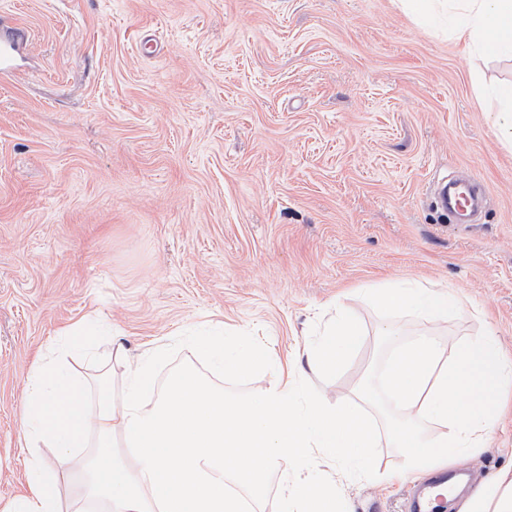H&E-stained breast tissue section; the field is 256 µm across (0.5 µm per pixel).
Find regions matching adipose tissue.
Here are the masks:
<instances>
[{
  "label": "adipose tissue",
  "mask_w": 512,
  "mask_h": 512,
  "mask_svg": "<svg viewBox=\"0 0 512 512\" xmlns=\"http://www.w3.org/2000/svg\"><path fill=\"white\" fill-rule=\"evenodd\" d=\"M464 18L454 34L457 39L496 54L512 53V0H464ZM371 298L388 312L409 310L425 316H444L454 303L447 294L423 288L394 286L374 291ZM362 330L345 312H337L307 357L310 371L336 373L344 359L358 349ZM455 512H512V467L492 475L461 498Z\"/></svg>",
  "instance_id": "adipose-tissue-1"
}]
</instances>
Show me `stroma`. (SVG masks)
I'll return each mask as SVG.
<instances>
[{
    "instance_id": "35a3bbf8",
    "label": "stroma",
    "mask_w": 512,
    "mask_h": 512,
    "mask_svg": "<svg viewBox=\"0 0 512 512\" xmlns=\"http://www.w3.org/2000/svg\"><path fill=\"white\" fill-rule=\"evenodd\" d=\"M27 29L0 79V512L26 488L32 366L83 316L120 387L126 359L183 332L250 331L328 398L359 402L379 336L493 331L512 359V148L493 125L512 58L401 0H0ZM482 80L486 95L475 92ZM481 185L479 222L431 203ZM452 294L444 318L387 313L396 284ZM344 309L363 342L335 376L307 356ZM512 464V409L465 466ZM349 512H410L406 482L325 462Z\"/></svg>"
}]
</instances>
